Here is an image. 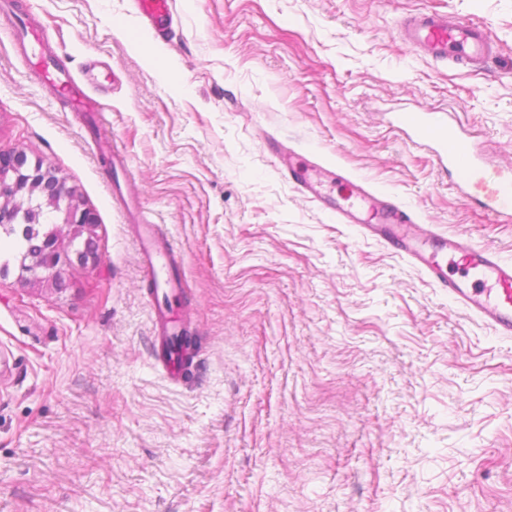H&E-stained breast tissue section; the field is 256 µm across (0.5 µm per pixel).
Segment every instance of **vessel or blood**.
I'll return each instance as SVG.
<instances>
[{
    "label": "vessel or blood",
    "instance_id": "vessel-or-blood-1",
    "mask_svg": "<svg viewBox=\"0 0 512 512\" xmlns=\"http://www.w3.org/2000/svg\"><path fill=\"white\" fill-rule=\"evenodd\" d=\"M134 2L147 29L158 39L168 38L173 29L172 0ZM14 36L47 96L62 101L74 112L97 111L94 95L99 79L93 69H82L77 76L58 69L39 26L16 28ZM404 37L427 56L470 66L488 59L494 43L480 24L428 12L414 16L405 25ZM393 126L411 143L430 149L441 164L460 174L465 201L479 202L489 213L512 220V173L479 163L475 143L462 135L446 112H400ZM269 145L281 172L287 173L308 199L325 206L337 223L356 225L362 237L394 250L447 291L454 305L474 315L498 336L512 338V262L496 251L472 245L464 236L413 223L404 210L362 181L353 185V202H331L321 182L295 167L291 154L278 140H270ZM138 244L153 285L170 292L182 289L183 282L175 274L177 252L173 244L155 239L152 225L145 223L138 228ZM154 321L159 359L167 373H175L177 353L170 342L182 333V320L163 306L155 309Z\"/></svg>",
    "mask_w": 512,
    "mask_h": 512
}]
</instances>
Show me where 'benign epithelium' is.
Returning a JSON list of instances; mask_svg holds the SVG:
<instances>
[{"instance_id":"7a95c632","label":"benign epithelium","mask_w":512,"mask_h":512,"mask_svg":"<svg viewBox=\"0 0 512 512\" xmlns=\"http://www.w3.org/2000/svg\"><path fill=\"white\" fill-rule=\"evenodd\" d=\"M15 160L0 159V227H22V232L41 240L40 249L21 256L19 275L23 278L51 283L53 288L63 286L60 269L66 265L96 266L99 254L96 248H77L71 254H61L57 243L63 231L71 241L95 240L96 220L75 192L51 166L37 161L27 165L22 153L13 154ZM66 204L60 210L58 226L44 228L38 224L43 208H58L61 199Z\"/></svg>"}]
</instances>
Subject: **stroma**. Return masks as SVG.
I'll return each mask as SVG.
<instances>
[{
    "mask_svg": "<svg viewBox=\"0 0 512 512\" xmlns=\"http://www.w3.org/2000/svg\"><path fill=\"white\" fill-rule=\"evenodd\" d=\"M14 0L61 66L107 61L98 116L46 97L0 16V152L54 167L97 217L94 269L0 276V512H512V339L301 195L276 137L415 223L512 260V222L391 125L446 110L512 167V0ZM419 12L485 25L480 69L406 44ZM127 158L113 166L104 144ZM136 195L181 253L200 348L154 351ZM147 29L161 40L169 37L173 29L171 0H133Z\"/></svg>",
    "mask_w": 512,
    "mask_h": 512,
    "instance_id": "35a3bbf8",
    "label": "stroma"
}]
</instances>
